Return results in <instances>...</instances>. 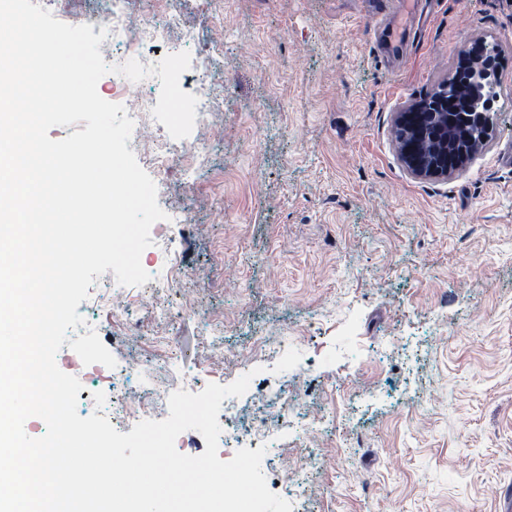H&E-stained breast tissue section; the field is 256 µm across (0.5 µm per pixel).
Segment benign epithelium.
Returning a JSON list of instances; mask_svg holds the SVG:
<instances>
[{
    "instance_id": "benign-epithelium-1",
    "label": "benign epithelium",
    "mask_w": 512,
    "mask_h": 512,
    "mask_svg": "<svg viewBox=\"0 0 512 512\" xmlns=\"http://www.w3.org/2000/svg\"><path fill=\"white\" fill-rule=\"evenodd\" d=\"M490 44L477 38L460 50V67L429 95L396 113L395 130L412 138L397 139L399 158L416 179H446L464 169L493 139L490 104L478 112L460 97L471 85L499 80Z\"/></svg>"
}]
</instances>
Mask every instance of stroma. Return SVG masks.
I'll use <instances>...</instances> for the list:
<instances>
[{
    "mask_svg": "<svg viewBox=\"0 0 512 512\" xmlns=\"http://www.w3.org/2000/svg\"><path fill=\"white\" fill-rule=\"evenodd\" d=\"M184 0L189 25L224 43L208 80L223 111L194 130L211 166L179 167L157 189L181 276L164 300L183 316L151 319L147 286L97 277L81 303L135 379L178 382L172 352L199 386L252 373L233 416L281 419L265 390L309 414L337 411L267 449L261 469L303 472L299 512H503L512 494V0ZM500 54L491 144L445 180L412 178L396 112L456 67L465 42ZM124 316L96 307L105 288ZM224 336L205 334L208 316ZM131 322L141 331L128 330ZM297 337L300 357H252L256 333ZM77 412L108 413L113 368L69 347Z\"/></svg>",
    "mask_w": 512,
    "mask_h": 512,
    "instance_id": "obj_1",
    "label": "stroma"
}]
</instances>
